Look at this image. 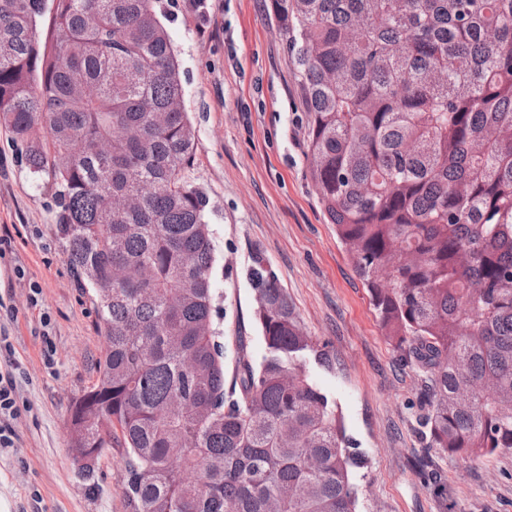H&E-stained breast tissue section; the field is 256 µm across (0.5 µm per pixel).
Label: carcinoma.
Masks as SVG:
<instances>
[{
  "instance_id": "carcinoma-1",
  "label": "carcinoma",
  "mask_w": 512,
  "mask_h": 512,
  "mask_svg": "<svg viewBox=\"0 0 512 512\" xmlns=\"http://www.w3.org/2000/svg\"><path fill=\"white\" fill-rule=\"evenodd\" d=\"M158 0H0V123L92 292L107 348L72 452L118 448L129 512H357L328 353L263 255L268 356L226 383L208 201ZM329 223L425 376L429 447L512 448V0H273ZM49 18L46 35L38 25Z\"/></svg>"
}]
</instances>
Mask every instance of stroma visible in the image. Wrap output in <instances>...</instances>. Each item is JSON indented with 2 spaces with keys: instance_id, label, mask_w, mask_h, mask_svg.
I'll return each instance as SVG.
<instances>
[{
  "instance_id": "35a3bbf8",
  "label": "stroma",
  "mask_w": 512,
  "mask_h": 512,
  "mask_svg": "<svg viewBox=\"0 0 512 512\" xmlns=\"http://www.w3.org/2000/svg\"><path fill=\"white\" fill-rule=\"evenodd\" d=\"M272 0H160L195 130L187 171L208 199L214 319L233 368L239 343L266 355L248 269L262 253L330 360L309 361L360 454L357 512H512V449L451 460L426 445L424 380L384 335L312 177L301 86ZM0 334L17 363L13 447L0 448V512H128L124 461L77 470L69 411L106 340L67 263L53 191L0 124ZM437 472L424 483L420 464Z\"/></svg>"
}]
</instances>
